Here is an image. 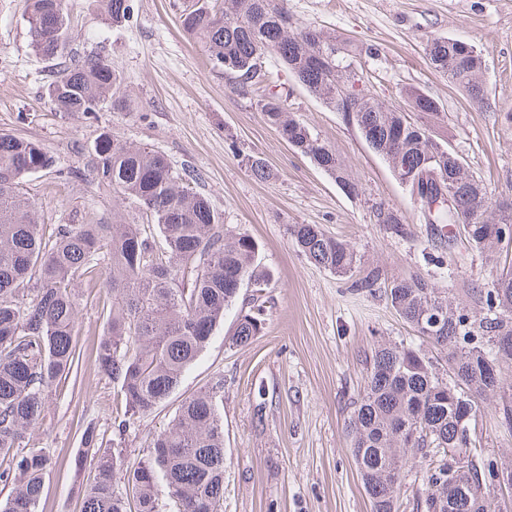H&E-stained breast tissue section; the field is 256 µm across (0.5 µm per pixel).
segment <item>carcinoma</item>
I'll return each mask as SVG.
<instances>
[{"label":"carcinoma","mask_w":512,"mask_h":512,"mask_svg":"<svg viewBox=\"0 0 512 512\" xmlns=\"http://www.w3.org/2000/svg\"><path fill=\"white\" fill-rule=\"evenodd\" d=\"M114 27L127 23L132 0H97ZM185 0L183 30L202 43L213 66L240 90L265 77L264 59L273 54L312 95L334 110L354 115L362 138L382 155L397 178L423 186L415 201L429 224L470 226L466 242L493 254L501 237L492 224L512 226V204L489 205L481 179L456 162L458 155L407 118V112H439L413 87L401 91L405 107H387L361 91L344 102L336 97L347 45L311 27H296L278 0ZM30 46L53 63L55 78L45 89L52 109L90 117L105 108L123 112L119 79L97 55L76 56L66 0H28ZM459 39L433 37L425 54L434 71L476 102L483 53L458 48ZM288 96L270 89L262 112L294 150L310 158L336 183L358 185L325 141L291 117ZM255 179L268 182L273 170L248 160ZM93 181L133 205L144 221L123 218L111 224H58L51 234L38 222L39 208L23 192L26 177L65 170L37 140L0 133V483L12 486L0 512H37L47 459L42 449H22L26 435L46 417V395L78 358L73 331L80 311L74 282L96 273L112 291L108 331L96 348L98 373L116 384L124 402L114 422L123 433L132 421L152 413L179 385L206 349L224 312L239 291L237 276L263 287L258 246L245 233L224 230L210 200L193 190L196 171H176L162 153L131 145L116 133H102L88 161ZM377 223L395 237L407 228L398 211L375 207ZM164 239L159 247L153 235ZM288 233L312 263L338 275L353 273L362 256L353 245L327 235L317 224H290ZM385 295L407 324L422 332L420 320L435 310L444 322L423 335L446 356L440 371L421 350L383 342L372 351L362 395L354 402L346 432L371 512H400L403 481L394 471L417 458L429 461L416 512H502L487 482L497 471L512 473V462H480L470 456V425L479 401L498 400V417L512 431V265L500 270L491 289L471 290L473 304L455 303L421 278L393 280ZM265 322L263 306L238 317L232 344L244 345ZM498 376L485 374L488 365ZM224 380L182 401L168 427L154 436L147 455L125 465L122 450L96 446V429L83 433L78 465L91 460L96 476L83 491L81 512H223ZM414 436L410 444L399 434ZM122 472L124 486L115 489Z\"/></svg>","instance_id":"cac0c4a2"}]
</instances>
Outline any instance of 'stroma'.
Wrapping results in <instances>:
<instances>
[{
  "instance_id": "1",
  "label": "stroma",
  "mask_w": 512,
  "mask_h": 512,
  "mask_svg": "<svg viewBox=\"0 0 512 512\" xmlns=\"http://www.w3.org/2000/svg\"><path fill=\"white\" fill-rule=\"evenodd\" d=\"M176 0H135L123 27L108 26L94 0H67L80 36L79 55L105 58L121 77L130 110L89 119L53 111L44 89L55 73L31 50L26 0H0V132L40 141L72 181L38 173L24 188L41 221L108 223L132 217L129 204L93 183L87 151L101 132L163 153L174 169L192 165L195 184L227 231L244 232L259 245L267 273L262 294L243 284L207 348L170 397L125 433L114 428L120 404L113 385L98 375L94 352L112 307L99 282L80 279V313L73 340L77 366L46 398V419L31 441L48 459L38 512H80L91 465L74 460L86 425H95L103 449H123L127 463L142 458L185 398L216 380L224 382V512H371L346 433L352 404L362 392L365 358L378 342L421 350L441 362L390 306L383 289L395 278L431 281L457 302L470 290L492 287L512 263V246L495 256L455 244L442 252L432 225L413 203L388 162L361 138L344 114L302 87L275 58L266 66L288 94L292 117L328 142L360 187L346 194L308 157L295 152L266 120L259 87L234 89L209 63L201 43L183 32ZM289 14L350 40L359 88L387 106L402 103L413 86L441 105L439 116L410 113L412 122L458 152L487 186L492 203L512 202V0H287ZM453 37L482 49L485 100L470 101L429 65L430 38ZM263 159L275 179L262 183L248 168ZM398 210L407 237L387 234L374 218L376 204ZM291 224H317L358 248L361 270L380 272L379 292L352 291L339 277L302 256L287 233ZM260 298L267 316L248 344L233 345L237 315ZM475 458L512 459V432L502 427L494 402L471 424Z\"/></svg>"
}]
</instances>
